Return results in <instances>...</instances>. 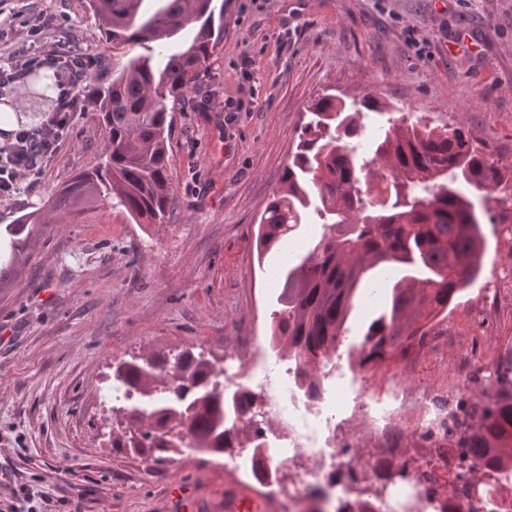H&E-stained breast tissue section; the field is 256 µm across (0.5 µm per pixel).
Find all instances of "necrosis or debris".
<instances>
[{
	"instance_id": "1",
	"label": "necrosis or debris",
	"mask_w": 512,
	"mask_h": 512,
	"mask_svg": "<svg viewBox=\"0 0 512 512\" xmlns=\"http://www.w3.org/2000/svg\"><path fill=\"white\" fill-rule=\"evenodd\" d=\"M327 378H320L318 395L307 399L298 388L292 368L284 367L257 337H242L224 366V386L256 395L265 419L274 424L266 432L268 470L288 474L287 486L270 482L262 492L281 495L284 512H302L295 496L301 487L320 484L339 507L362 501L374 512H426L429 497L447 499L448 512H512V475L475 469L469 482L456 479L457 452L440 449L419 465L421 478L391 486L384 476L403 460L399 449L379 448L358 459L348 454L344 433L351 423L389 437L394 409L382 397L358 387L342 401L327 394Z\"/></svg>"
}]
</instances>
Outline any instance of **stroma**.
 I'll return each mask as SVG.
<instances>
[{
    "label": "stroma",
    "instance_id": "35a3bbf8",
    "mask_svg": "<svg viewBox=\"0 0 512 512\" xmlns=\"http://www.w3.org/2000/svg\"><path fill=\"white\" fill-rule=\"evenodd\" d=\"M58 46H112L87 0H0V63ZM371 94L438 122L459 123L512 166V0H224V40L176 107L171 215L134 224L118 208L76 224H40L19 254L0 246V496L50 498L52 512H179L182 483L199 512L250 479L187 451L157 464L112 445L103 395L117 363L203 350L223 367L237 336L270 335L277 273L291 246L258 262V221L318 95ZM240 103L226 119V101ZM106 146L89 101L42 175L0 202V229L42 206ZM483 224L482 270L434 324L418 359L374 374L456 402L492 388L512 356V190ZM406 459L432 455L412 408L395 412Z\"/></svg>",
    "mask_w": 512,
    "mask_h": 512
}]
</instances>
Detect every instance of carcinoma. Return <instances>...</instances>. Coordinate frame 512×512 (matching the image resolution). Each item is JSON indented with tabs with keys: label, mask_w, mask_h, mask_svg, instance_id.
Returning <instances> with one entry per match:
<instances>
[{
	"label": "carcinoma",
	"mask_w": 512,
	"mask_h": 512,
	"mask_svg": "<svg viewBox=\"0 0 512 512\" xmlns=\"http://www.w3.org/2000/svg\"><path fill=\"white\" fill-rule=\"evenodd\" d=\"M112 43V80L86 79L104 127L107 150L97 167L76 174L48 201L49 212L73 223L88 209L119 208L135 224H162L170 211L169 138L175 104L200 67L224 40V5L218 0H89ZM395 107L371 95L348 104L324 94L308 107L295 151L259 220L257 257L292 237L313 217L321 237L288 257L279 274L270 336L294 362L300 386L316 393L349 333L354 300L384 296L380 314L363 328L351 366L374 368L422 346L433 323L480 271L484 204L512 183L460 123L388 118L366 140L364 119ZM40 210L21 215L5 233L22 250ZM224 369L204 352L188 349L173 360L133 359L113 378L149 402L128 411L129 435L112 440L164 463L183 448H259L239 394L224 392ZM495 389L477 401L459 400L437 438L457 449L467 481L479 465L512 469V360L495 369Z\"/></svg>",
	"instance_id": "1"
}]
</instances>
